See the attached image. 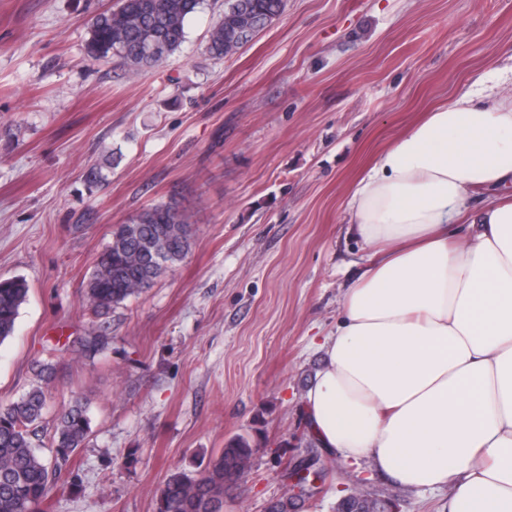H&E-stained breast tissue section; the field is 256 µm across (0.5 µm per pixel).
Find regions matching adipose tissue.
Segmentation results:
<instances>
[{
	"label": "adipose tissue",
	"instance_id": "obj_1",
	"mask_svg": "<svg viewBox=\"0 0 512 512\" xmlns=\"http://www.w3.org/2000/svg\"><path fill=\"white\" fill-rule=\"evenodd\" d=\"M349 214L370 257L320 346L309 434L404 488H450L448 512H512V96L426 112Z\"/></svg>",
	"mask_w": 512,
	"mask_h": 512
}]
</instances>
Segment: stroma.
<instances>
[{
  "instance_id": "35a3bbf8",
  "label": "stroma",
  "mask_w": 512,
  "mask_h": 512,
  "mask_svg": "<svg viewBox=\"0 0 512 512\" xmlns=\"http://www.w3.org/2000/svg\"><path fill=\"white\" fill-rule=\"evenodd\" d=\"M113 0H0V276L30 288L0 343V404L52 370L42 425L81 399L92 434L40 512H156L174 470L198 473L245 435L250 470L224 512H264L303 452V396L366 257L347 201L378 153L486 77L512 95V0H287L233 55L206 50L224 0H204L179 50L132 71L85 56ZM98 168L100 182L85 173ZM173 202L188 257L95 313L86 284L112 230ZM106 337L89 358L79 341ZM330 512L359 489L398 512H448L369 461L334 460Z\"/></svg>"
}]
</instances>
